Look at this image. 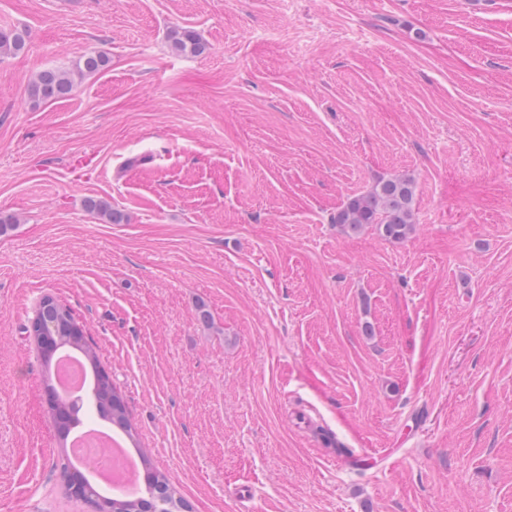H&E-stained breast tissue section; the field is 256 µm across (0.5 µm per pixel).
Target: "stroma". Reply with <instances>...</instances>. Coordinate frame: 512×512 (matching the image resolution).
<instances>
[{"mask_svg":"<svg viewBox=\"0 0 512 512\" xmlns=\"http://www.w3.org/2000/svg\"><path fill=\"white\" fill-rule=\"evenodd\" d=\"M0 30V512H92L46 295L192 512H512V0H0ZM394 174L407 239L333 223ZM171 47L177 53H199L204 47L198 37L188 30H176L171 35ZM109 59L102 51H92L77 61L71 69H44L29 86V96L34 101H52L68 96L77 79L97 74L106 69Z\"/></svg>","mask_w":512,"mask_h":512,"instance_id":"stroma-1","label":"stroma"}]
</instances>
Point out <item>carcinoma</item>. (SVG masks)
Here are the masks:
<instances>
[{
	"label": "carcinoma",
	"mask_w": 512,
	"mask_h": 512,
	"mask_svg": "<svg viewBox=\"0 0 512 512\" xmlns=\"http://www.w3.org/2000/svg\"><path fill=\"white\" fill-rule=\"evenodd\" d=\"M25 46L24 36L18 32H0V55L14 54ZM171 47L177 53H199L202 42L191 31L176 30L171 35ZM109 59L101 51H92L68 70L48 68L37 74L29 86V96L34 101H52L68 96L77 80L106 69ZM86 208L109 224H119L124 215L105 200L88 198ZM333 221L348 234H360L368 228L390 241H403L413 232L415 224V183L408 175L397 174L380 180L366 194L355 195L336 211ZM32 325L47 332V338L62 349L82 354L93 374L91 386L86 388L82 400L64 397L54 389L53 353L41 343L33 341L41 355L45 373L43 383L51 396L53 426L58 437L67 439L70 426L86 407L99 420L112 426L133 445L138 447L133 426L123 397L112 383L110 374L101 367L93 344L84 326L72 311L52 297L42 299ZM142 472V489L134 494L113 497L102 495V489L92 483L79 500L101 512V504H109L107 512H190L185 499L177 493L162 472L153 468L148 456L137 451Z\"/></svg>",
	"instance_id": "carcinoma-1"
}]
</instances>
